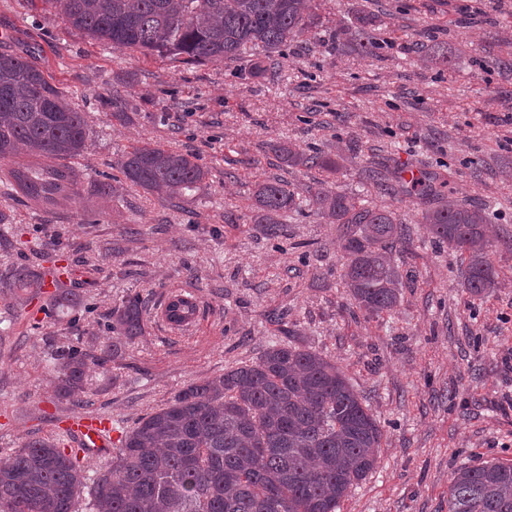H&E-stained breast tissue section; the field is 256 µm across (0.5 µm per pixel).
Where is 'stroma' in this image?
Wrapping results in <instances>:
<instances>
[{
	"label": "stroma",
	"mask_w": 512,
	"mask_h": 512,
	"mask_svg": "<svg viewBox=\"0 0 512 512\" xmlns=\"http://www.w3.org/2000/svg\"><path fill=\"white\" fill-rule=\"evenodd\" d=\"M321 21L285 47L275 69L249 62L143 54L94 41L48 0H0V51L34 61L83 112V154L70 160L80 197L43 203L16 194L0 162V270L67 269L83 301L56 310L41 292L0 288V457L32 439L73 448L62 422L111 416L120 432L173 400L186 384L258 360L288 343L336 362L380 421L374 471L340 512H448L457 469L512 463V0H317ZM373 16L379 54L347 39ZM449 63L428 61L434 47ZM120 98L125 120L112 116ZM197 156L203 186L166 200L127 185L120 170L141 141ZM315 148L336 174L291 168L270 141ZM381 172L367 180L366 170ZM402 170L445 176L444 201L485 208L501 242L500 284L482 299L461 286L460 262L422 220L432 199L384 179ZM277 177L305 206L283 237L255 221L256 183ZM360 195L392 210L406 239L392 313L360 310L344 282L342 225L308 206L310 190ZM174 288L197 293L196 327L174 333L157 308ZM141 302L143 334L91 366L83 406L55 397L49 342L105 345L109 315Z\"/></svg>",
	"instance_id": "1"
}]
</instances>
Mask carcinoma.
I'll use <instances>...</instances> for the list:
<instances>
[{"label":"carcinoma","mask_w":512,"mask_h":512,"mask_svg":"<svg viewBox=\"0 0 512 512\" xmlns=\"http://www.w3.org/2000/svg\"><path fill=\"white\" fill-rule=\"evenodd\" d=\"M73 28L115 50L138 49L188 61L248 55L253 69L276 64L282 47L317 26L316 0H48ZM363 19L350 34L363 53L378 43ZM84 114L32 61L0 52V162L21 147L55 166L8 172L26 197L53 203L75 195L65 161L86 147ZM269 152L293 167L336 171V161L271 142ZM126 182L165 199L194 191L207 178L191 153L146 143L121 163ZM257 223L281 234L282 218L299 211L288 183L255 185ZM309 205L346 227L344 278L359 309L378 315L399 303L400 275L388 250L403 240L394 212L354 196L310 193ZM435 242L466 259L462 286L473 297L498 287L491 260L495 238L485 211L448 204L423 213ZM0 287H45L26 266L0 273ZM110 329L131 340L143 330L141 307L130 299L112 312ZM116 345L100 351L51 344L53 393L73 403L88 390V363L104 364ZM383 430L336 364L286 343L257 361L184 386L165 407L127 432L115 456L85 482L77 455L48 439L28 442L0 459V512H78L88 491L90 512H337L341 500L378 462ZM448 512H512V464L484 461L460 469L448 486Z\"/></svg>","instance_id":"1"}]
</instances>
